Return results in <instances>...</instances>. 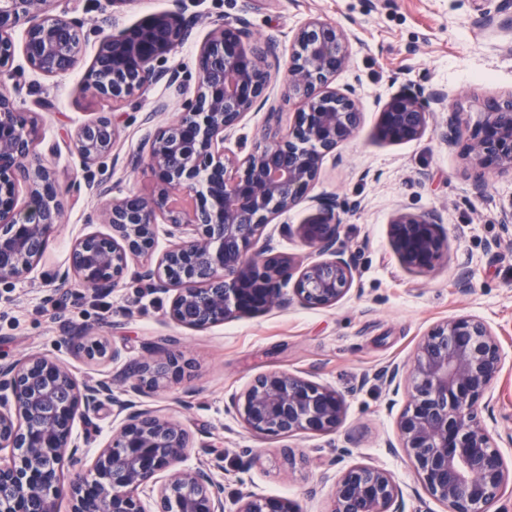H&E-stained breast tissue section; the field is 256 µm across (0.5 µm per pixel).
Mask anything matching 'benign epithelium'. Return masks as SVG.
I'll return each instance as SVG.
<instances>
[{"instance_id": "1", "label": "benign epithelium", "mask_w": 512, "mask_h": 512, "mask_svg": "<svg viewBox=\"0 0 512 512\" xmlns=\"http://www.w3.org/2000/svg\"><path fill=\"white\" fill-rule=\"evenodd\" d=\"M55 0H0V73L10 74L16 43L33 72L57 77L81 60L84 21L51 14ZM174 9L144 19L117 34L103 35L86 72V88L116 105L129 102L150 85L179 84L175 69H157L197 24ZM348 34L340 23L311 18L297 30L284 75L288 95L300 108L286 133L243 159L226 154L224 143L244 116L266 101L270 73L266 58L276 42L252 40L247 22L213 28L199 46L198 87L185 111L158 128L147 155L127 157L125 167L146 166L154 180L148 194L110 199L106 182L93 186L104 200L100 223L109 233H89L74 242L62 277L74 275L88 288L107 293L126 279L172 293L169 314L179 325L203 330L243 316L282 307L295 300L309 308L336 305L352 289L355 263L340 241L341 204L326 198L296 228L319 255L303 264L275 250L263 229L274 216L294 207L317 178L322 160L354 138L361 112L355 87L330 88L350 64ZM20 84L0 82V281L22 280L38 266L49 237L64 222L66 191L54 169L35 154L38 119L17 109ZM445 94L436 88L404 89L380 111L378 134L389 142L423 135L433 107L443 110ZM484 118L466 144L477 172L475 188L490 171L512 172V93L482 104ZM120 135L112 115L103 113L80 125L71 144L84 165L112 154ZM175 239L157 247L158 220ZM436 213H397L388 227L393 249L410 272L429 273L442 257L444 240ZM134 257L146 263L131 268ZM88 359L120 358L98 336L78 337ZM187 362L174 350L150 348L125 366V393L159 387L160 380L183 373ZM502 371L499 343L481 319L459 315L435 325L418 342L405 369L385 371L388 384L409 381L408 404L397 420L400 447L412 457L429 495L448 512H489L512 482L492 435L478 419L479 402L490 394ZM0 449L20 454L0 465V512H56L66 491L73 512H145L139 492L166 474L154 512H224V486L208 469H179L189 447L180 424L135 409L112 393V383L95 386L77 380L54 358L33 354L0 366ZM127 412L86 472L69 486L61 482L68 449L76 447V418L102 401ZM226 410L257 437L275 439L301 433L334 435L345 415L336 389L286 371H268L233 395ZM403 492L380 467L356 464L334 485L331 512H401ZM237 512H299L291 500L245 494Z\"/></svg>"}]
</instances>
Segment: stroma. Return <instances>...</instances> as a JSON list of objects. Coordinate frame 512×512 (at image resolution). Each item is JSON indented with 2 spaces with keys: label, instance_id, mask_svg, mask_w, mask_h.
<instances>
[{
  "label": "stroma",
  "instance_id": "1",
  "mask_svg": "<svg viewBox=\"0 0 512 512\" xmlns=\"http://www.w3.org/2000/svg\"><path fill=\"white\" fill-rule=\"evenodd\" d=\"M186 16L199 17L196 36L170 54L187 91L197 86V51L201 37L222 23L243 18L254 38L274 39L277 54L266 66L272 75L268 101L250 112L228 141L252 149L263 133L285 131L299 104L285 92L281 74L291 53L293 35L307 19L341 23L349 34V68L336 77V88L357 84L362 120L355 138L325 157L306 197L277 215L265 228L279 252L303 261L312 249L287 224L304 223L319 198H337L342 241L355 256L352 290L335 306L310 309L298 302L267 313L217 324L203 331L177 325L169 316L170 294L122 285L96 295L76 277H63L69 250L81 235L107 232L99 224V199L89 180L107 179L113 197L146 193L153 187L147 168L125 169L131 154L147 153V138L183 110L184 98L159 83L136 99L115 107L81 93L80 83L96 52L102 32L130 27L150 14L168 11L171 0H77L74 15L83 19V58L74 72L44 77L25 70L17 100L23 112L39 118L37 156L57 172L73 203L57 225L47 250L24 280L0 283V363L41 353L65 364L76 378L101 381L122 392L126 362L146 356L148 348L180 349L190 367L177 380L136 395L138 408L180 423L190 434L183 467L210 468L224 485V512H236L239 493L278 495L296 502L300 512H330L332 485L322 474H341L363 463L390 471L403 490V512H446L417 479L404 450L389 452L396 421L407 402L405 391H392L381 377L390 365L406 364L419 339L437 323L455 315L484 320L501 349L503 368L490 404L478 417L499 437L500 452L512 469V244L502 241L500 221L512 210V174H490L483 191L463 156V141L481 120V105L512 92V6L505 0H185ZM405 87L442 89L449 110H456L459 139L441 137L447 112H434L425 134L416 140L389 143L379 138L377 120L383 104ZM165 111H158V104ZM113 112L120 135L110 157L85 166L70 150L74 128ZM154 123L143 124L147 112ZM400 212H434L441 217L442 258L433 272L413 273L398 260L388 225ZM468 272L472 286L461 291L457 279ZM106 337L122 354L120 361L87 360L74 337L79 330ZM280 370L302 373L311 381L336 388L344 398V421L336 434H302L260 439L224 410L228 396L256 375ZM123 422L111 405L88 419L76 420L78 442L63 482L76 479ZM258 451L248 463L243 449ZM295 461L287 463L285 452Z\"/></svg>",
  "mask_w": 512,
  "mask_h": 512
}]
</instances>
